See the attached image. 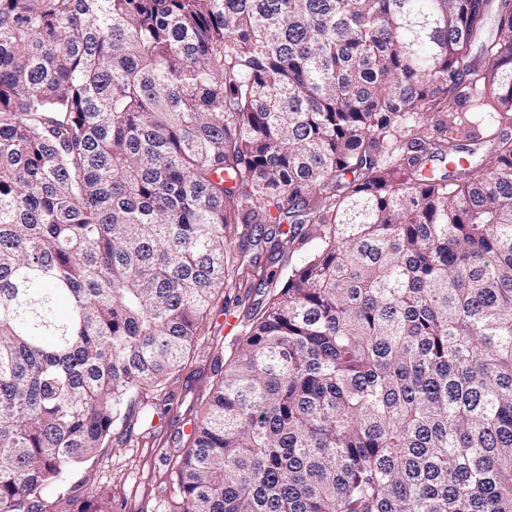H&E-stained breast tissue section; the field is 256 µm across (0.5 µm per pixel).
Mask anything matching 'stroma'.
I'll return each mask as SVG.
<instances>
[{"label":"stroma","mask_w":512,"mask_h":512,"mask_svg":"<svg viewBox=\"0 0 512 512\" xmlns=\"http://www.w3.org/2000/svg\"><path fill=\"white\" fill-rule=\"evenodd\" d=\"M450 117L444 112H431L425 121L433 126ZM451 118L472 133L463 142V156L481 159L490 149L489 142L481 138L483 113L463 105ZM234 230V258L256 261L261 269L271 267V225L238 224ZM270 294V285L260 277L239 276L228 280L216 295L189 356L168 383L167 391L171 395L168 413L155 414L149 422L132 421L127 429L116 428L111 447L103 449L89 469L69 471L50 488V495H58L71 483L86 477L96 495L111 498L112 512H175L179 493L169 460L186 441L184 421L196 419L202 401L218 379L214 357L228 358L237 345L239 334L226 332L224 318L231 315L239 324H246L251 309L265 303Z\"/></svg>","instance_id":"obj_1"}]
</instances>
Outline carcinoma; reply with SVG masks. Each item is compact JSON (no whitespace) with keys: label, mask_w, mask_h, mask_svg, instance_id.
I'll list each match as a JSON object with an SVG mask.
<instances>
[{"label":"carcinoma","mask_w":512,"mask_h":512,"mask_svg":"<svg viewBox=\"0 0 512 512\" xmlns=\"http://www.w3.org/2000/svg\"><path fill=\"white\" fill-rule=\"evenodd\" d=\"M489 4L0 0V512H112L45 491L168 401L233 224L289 225L281 287L172 464L177 512H512V0L479 67ZM466 100L479 162L422 123ZM497 2H493V6L487 16L483 28L480 32L472 39L469 54L470 57L480 66L484 65L485 55L483 54V46L494 39H498V23L499 16L497 11Z\"/></svg>","instance_id":"1"}]
</instances>
